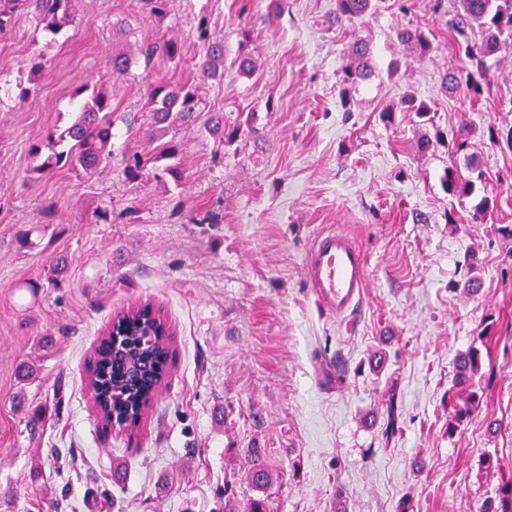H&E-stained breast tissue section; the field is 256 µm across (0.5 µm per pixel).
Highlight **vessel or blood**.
Wrapping results in <instances>:
<instances>
[{"label": "vessel or blood", "mask_w": 512, "mask_h": 512, "mask_svg": "<svg viewBox=\"0 0 512 512\" xmlns=\"http://www.w3.org/2000/svg\"><path fill=\"white\" fill-rule=\"evenodd\" d=\"M368 255L351 234H316L305 253L303 277L314 301L328 314L345 318L361 303L367 286Z\"/></svg>", "instance_id": "obj_1"}]
</instances>
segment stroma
<instances>
[{"label":"stroma","instance_id":"1","mask_svg":"<svg viewBox=\"0 0 512 512\" xmlns=\"http://www.w3.org/2000/svg\"><path fill=\"white\" fill-rule=\"evenodd\" d=\"M269 7L174 0L168 23L188 64L158 58L115 81L111 152L93 174H34L30 146L71 123L73 88L102 78L113 46L157 38L154 19L130 0H82L63 34L23 13L0 40V512H218L225 492L252 497L251 448L279 477L275 512H398L403 501L410 512H480L512 476V239L500 232L512 225V45L488 58L480 94L448 92L444 74L467 66L448 29L457 0H373L351 24L335 23V0H282L273 19ZM201 14L224 38V79L202 96L226 121L251 113L255 132L219 152L183 130L182 185L131 177L128 158L152 150L148 86L196 79ZM118 19L128 31L116 37ZM403 27L430 37L424 60L405 59ZM357 39L372 72L349 86ZM243 52L256 75L238 74ZM408 93L429 104V120L403 104ZM424 133L433 145L422 153ZM450 167L472 180L466 196L443 188ZM486 199L484 223H472ZM207 213L215 223H200ZM326 229L368 253L349 320L319 310L303 278ZM60 257L57 288L46 271ZM470 277L479 293L465 292ZM28 281L36 293L22 290ZM144 302L170 324L173 361L138 427L105 431L88 361L112 316ZM480 336L490 339L471 380L481 400L452 433L455 360ZM376 350L384 366L371 365ZM27 360L40 380L23 388L15 373ZM391 398L400 430L388 439ZM36 406L39 435L27 426Z\"/></svg>","mask_w":512,"mask_h":512}]
</instances>
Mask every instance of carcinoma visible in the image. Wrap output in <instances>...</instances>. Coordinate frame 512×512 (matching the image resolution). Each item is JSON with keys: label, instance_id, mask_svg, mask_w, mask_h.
<instances>
[{"label": "carcinoma", "instance_id": "obj_1", "mask_svg": "<svg viewBox=\"0 0 512 512\" xmlns=\"http://www.w3.org/2000/svg\"><path fill=\"white\" fill-rule=\"evenodd\" d=\"M81 0H0V39L4 38L21 11H31L42 29L57 35L72 26L77 19ZM170 0H138L143 10L157 23L164 22L169 14ZM372 8V0H336V22L353 23L364 17ZM478 28L483 40L477 44L469 41V32ZM455 36L464 39V54L473 71L466 83L455 74L444 75V83L453 87L465 85L469 92H477L487 81L486 59L498 52L501 37L512 42V0H458L456 13L449 21ZM195 35L203 45L204 55L193 63L198 79L221 81L224 79V40L212 30L209 19L201 16ZM403 55L421 60L431 50L428 36L419 28H401L395 32ZM160 56L167 61L184 62L180 41L161 37L142 43L136 51L123 47L112 50L108 70L112 76H127L132 67L142 59L150 63ZM371 52L368 44L355 40L347 54L345 77L350 83L366 79L371 74ZM71 98L80 99L81 107L74 121L63 129H56L45 141L32 148L38 161L34 171L46 173L61 167L94 173L108 156L112 139V91L109 80L97 84L75 87ZM150 126L148 140L155 144L148 159L153 168L178 185L185 179V172L177 162L181 142L176 138L181 128L196 127L209 136L216 149L235 143L250 132V118H240L234 124L224 122V113L206 109L198 86L159 82L148 87L145 99ZM443 182L449 194L464 196L468 183L462 181L455 169L444 173ZM161 331L150 343L140 346L142 327ZM173 351L170 347L169 326L160 312L145 304L117 314L108 335L101 340L89 366L88 389L103 428L131 429L137 426L165 382ZM481 351L473 346L456 360L457 388L461 403L455 406L454 417L448 423L453 432L468 420L479 404V396L470 390L469 380L481 369ZM246 479L256 495L241 506L237 500L224 496V512H274L271 507L270 489L277 478L263 462L261 450L250 451ZM481 512H512V479L503 480L495 499L482 506Z\"/></svg>", "mask_w": 512, "mask_h": 512}]
</instances>
